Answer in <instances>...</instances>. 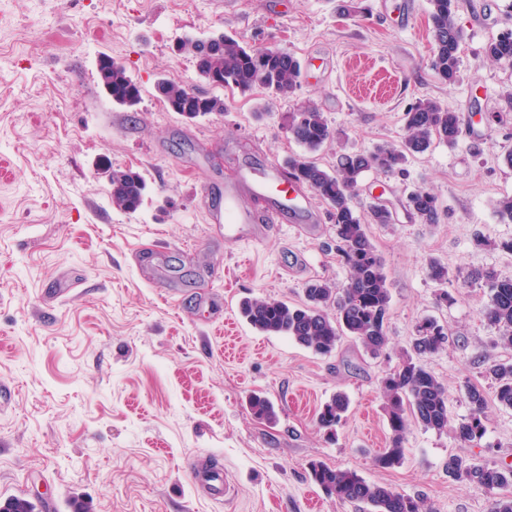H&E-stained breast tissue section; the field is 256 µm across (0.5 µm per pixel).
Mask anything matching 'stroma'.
Segmentation results:
<instances>
[{"label":"stroma","instance_id":"stroma-1","mask_svg":"<svg viewBox=\"0 0 512 512\" xmlns=\"http://www.w3.org/2000/svg\"><path fill=\"white\" fill-rule=\"evenodd\" d=\"M0 0V500L25 496L45 512H360L327 497L309 464L356 470L367 481L422 497L434 512H489L500 490L449 478L455 455L512 465V409L482 378L487 359L512 358L482 312L486 287L470 271L512 276V223L496 213L512 196V64L485 47L512 28V0H457V80L431 66L428 0ZM223 32L310 63L289 98L257 88L209 85L184 37ZM122 61L139 85L132 109L112 104L97 78L102 56ZM224 100V111L189 120L169 110L160 79ZM473 116L484 141L433 142L402 171H367L357 209L376 196L395 221L368 233L390 291L388 343L380 356L344 337L320 356L285 336L256 332L241 317L246 298L292 304L313 280L344 286L322 201L315 231L283 224L255 242L226 246L207 212L225 178L243 165L282 164L303 148L286 117L324 112L337 143L316 159L399 142L403 114L420 99ZM140 172L147 184L133 212L112 205L108 173ZM415 189L433 192L440 220L422 224L403 207ZM448 268L446 283L430 261ZM448 290L451 302L438 301ZM425 318L452 339L426 357L448 391L452 422L469 412L465 387L487 397V432L460 447L452 432L411 425L395 467L374 458L389 437L380 379L409 351ZM350 400L335 434L317 424L336 392ZM278 417L251 413L252 394ZM223 466L230 496L196 482L191 458Z\"/></svg>","mask_w":512,"mask_h":512}]
</instances>
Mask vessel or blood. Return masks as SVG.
Segmentation results:
<instances>
[{
	"label": "vessel or blood",
	"instance_id": "obj_1",
	"mask_svg": "<svg viewBox=\"0 0 512 512\" xmlns=\"http://www.w3.org/2000/svg\"><path fill=\"white\" fill-rule=\"evenodd\" d=\"M260 196L269 201V218L274 222H288L290 216H304L308 213L305 192L295 185L276 166L239 169L233 178L224 182V204L211 208V223L224 227V243L232 246L261 239L263 227L247 206L248 198ZM195 480L213 495L226 496L230 482L223 468L206 465L195 469Z\"/></svg>",
	"mask_w": 512,
	"mask_h": 512
}]
</instances>
